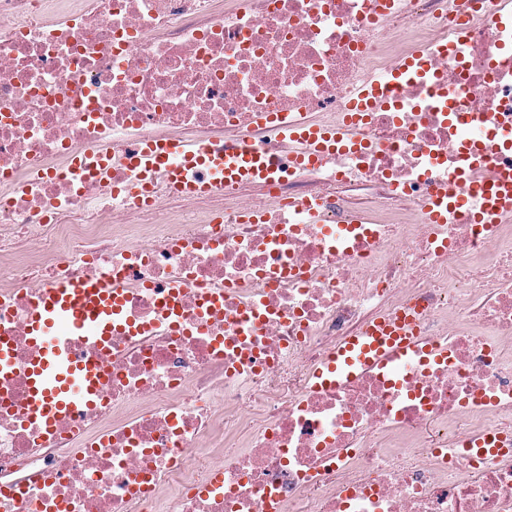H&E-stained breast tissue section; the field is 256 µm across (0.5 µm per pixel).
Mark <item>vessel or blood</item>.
Returning <instances> with one entry per match:
<instances>
[{
    "label": "vessel or blood",
    "mask_w": 512,
    "mask_h": 512,
    "mask_svg": "<svg viewBox=\"0 0 512 512\" xmlns=\"http://www.w3.org/2000/svg\"><path fill=\"white\" fill-rule=\"evenodd\" d=\"M425 57L419 56L394 68L388 80L360 85L347 102L346 123L355 124L361 113L372 111L386 89L403 82L412 73H425ZM284 140L300 141L315 158L336 146V135L301 118L279 126ZM139 169L141 194H148L154 175H162L179 196L205 194L223 185L264 179L272 170L265 155L243 147L232 153L213 151L207 141L181 143L152 138L131 156ZM458 207L482 212L512 214V172L457 197ZM122 294L102 280L63 282L52 288L28 322L30 337L43 349L40 360L28 367L30 404L40 419L51 420L62 414H75L99 398L104 379L101 363L77 358L68 339L82 336L101 342L111 336L112 325L120 316ZM422 343L415 316L398 321L379 322L336 346L315 374L322 385L339 384L357 377L382 360L418 348Z\"/></svg>",
    "instance_id": "obj_1"
}]
</instances>
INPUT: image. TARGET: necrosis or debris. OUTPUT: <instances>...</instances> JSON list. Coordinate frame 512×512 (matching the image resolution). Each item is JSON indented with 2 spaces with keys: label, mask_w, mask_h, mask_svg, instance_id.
Masks as SVG:
<instances>
[{
  "label": "necrosis or debris",
  "mask_w": 512,
  "mask_h": 512,
  "mask_svg": "<svg viewBox=\"0 0 512 512\" xmlns=\"http://www.w3.org/2000/svg\"><path fill=\"white\" fill-rule=\"evenodd\" d=\"M0 0V512H512V216L449 208L512 169V0ZM426 54L361 150L314 169L264 115L337 127L355 88ZM252 140L274 174L142 203L148 138ZM89 156L75 171L74 157ZM111 279L124 328L78 417L27 415V318ZM177 287L176 314L162 298ZM420 311L424 352L340 385L343 338Z\"/></svg>",
  "instance_id": "obj_1"
}]
</instances>
